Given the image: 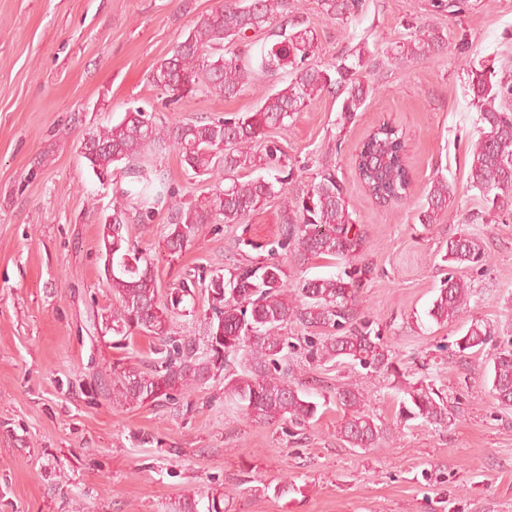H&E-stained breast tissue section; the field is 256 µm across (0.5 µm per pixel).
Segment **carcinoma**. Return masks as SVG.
<instances>
[{"mask_svg":"<svg viewBox=\"0 0 512 512\" xmlns=\"http://www.w3.org/2000/svg\"><path fill=\"white\" fill-rule=\"evenodd\" d=\"M330 19L359 13L364 0H320ZM268 33L256 58L224 52L226 44L243 42L248 34ZM448 45L442 31L428 30L407 43L397 58L428 60ZM314 32L307 21L291 15L289 0H233L202 15L170 57L152 71V83L177 103L199 92L235 98L263 75L286 73L288 85L264 93L249 112L195 122L164 120L135 107L88 133L90 154L84 156L97 178L112 177L118 164L132 185L113 193L111 218L104 219L100 243L103 267L112 290V309L104 317L112 333L125 339L143 332L159 339L161 361L145 371L112 368V400L126 404L170 402L176 395L202 385L224 370L227 358H239V371L224 376V397L251 421L284 422L303 428L315 419L320 404L293 380L294 369L284 349L295 345L285 336L288 324L329 328L332 333L304 339L307 355L319 366L345 359L375 372H398V360L382 342L372 322L359 318L357 304L371 268L361 266L344 276L301 279L297 293L288 294V272L273 260L279 252L302 266L315 257L342 260L355 254L362 238L353 231L346 192L336 172L326 168L319 181L303 186L288 164L273 130H285L295 115L326 92L344 94L341 112L350 116L372 93L359 78L367 68L359 49L336 59L331 67L311 62ZM471 105L479 112L468 179L484 202L485 214L495 217L512 207V108L500 101L512 95V85L495 80L494 65L481 62L467 71ZM178 151L184 167L213 181L210 194L190 201L176 193L158 171L148 172L143 158L164 150ZM355 170L367 192L378 202L404 198L410 186L402 135L388 123L375 128L361 143ZM264 170L245 181L239 172ZM283 198L282 235L262 246L268 257L236 265L229 274L217 270L186 274L168 293L159 295L154 267L139 255L129 238L130 215L150 217L168 207L171 222L164 236L167 254L181 253L204 224H235L263 202ZM450 197L448 181L432 182L423 224H433ZM450 272L433 301L429 316L438 324L458 317L470 301L472 288L452 269L486 262L480 238L468 234L448 241L445 254ZM207 291L211 316L201 344L171 336L170 323L197 289ZM491 336L487 326L473 322L456 345L460 351L482 348ZM490 392L505 407L512 406V347L498 351L489 370ZM399 415L434 427L448 424L453 409L423 381L407 383ZM336 405L343 412L338 434L352 448H375L385 429L366 410L365 396L353 381L336 386Z\"/></svg>","mask_w":512,"mask_h":512,"instance_id":"cac0c4a2","label":"carcinoma"}]
</instances>
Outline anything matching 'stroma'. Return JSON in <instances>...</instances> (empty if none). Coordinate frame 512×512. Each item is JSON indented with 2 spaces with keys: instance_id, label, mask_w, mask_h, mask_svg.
<instances>
[{
  "instance_id": "stroma-1",
  "label": "stroma",
  "mask_w": 512,
  "mask_h": 512,
  "mask_svg": "<svg viewBox=\"0 0 512 512\" xmlns=\"http://www.w3.org/2000/svg\"><path fill=\"white\" fill-rule=\"evenodd\" d=\"M219 0H0V512H171L184 499L223 494L229 512H512V409L490 395L488 362L512 344V211L484 223L470 189V145L478 114L467 87L470 63L493 62L512 80V0H468L463 13L434 0H365L362 14L326 19L319 0H290L315 32V64L360 47L361 78L373 92L352 117L326 93L275 138L308 184L334 169L364 238L358 262L373 274L358 311L374 321L400 359L399 375L357 365L318 366L294 354L296 376L322 415L291 438L282 423L258 424L224 400L215 375L171 404L117 405L104 389L113 366L144 370L158 341L117 340L102 318L112 307L103 274L101 222L115 171L103 185L80 153L89 132L126 109L163 110L169 95L150 74L191 25ZM448 36L446 53L423 63L393 55L418 33ZM263 78L234 99L192 96L183 121L252 110L261 92L287 85ZM403 135L412 175L405 202L380 205L354 168L357 147L379 124ZM185 200L211 189L186 172L177 152L153 156ZM450 199L436 223L419 214L434 177ZM275 197L237 224H206L178 258L163 238L170 222L130 219V237L154 264L160 291L187 270L232 269L254 247L281 236ZM481 238L488 264L464 267L472 296L464 314L436 323L427 312L448 276L443 257L460 235ZM492 336L459 351L472 321ZM356 380L388 437L350 447L337 433V384ZM446 395L448 426L401 422L404 381ZM288 481L281 498L264 486Z\"/></svg>"
}]
</instances>
